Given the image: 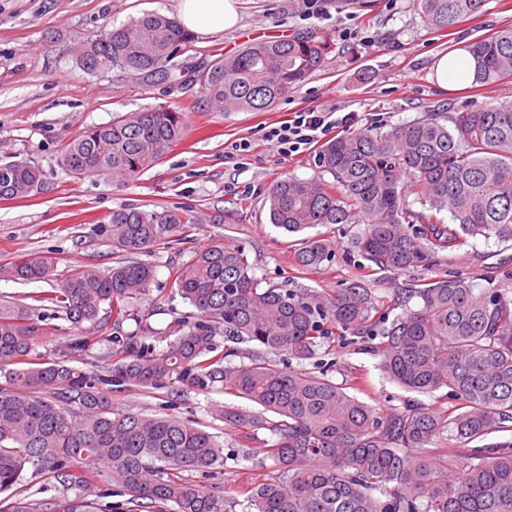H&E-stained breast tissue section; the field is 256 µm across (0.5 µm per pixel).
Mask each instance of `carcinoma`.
Masks as SVG:
<instances>
[{
    "mask_svg": "<svg viewBox=\"0 0 512 512\" xmlns=\"http://www.w3.org/2000/svg\"><path fill=\"white\" fill-rule=\"evenodd\" d=\"M485 0H416L428 24L440 30L481 11ZM193 36L177 19L145 13L84 46L76 63L89 73L116 68L139 83H172L177 54ZM316 32L245 44L198 67L207 104L218 112L262 111L288 96L319 69L330 52ZM472 82L482 86L512 75V28L473 42ZM436 113L382 132L339 136L319 150L318 164L334 178L284 179L269 189L270 220L289 234L318 224H369L355 241L361 257L398 274L468 237L512 242V103ZM185 134L174 108H146L115 116L70 140L59 165L77 177L134 179L154 167ZM43 183L25 160L0 162V199L30 195ZM421 209L409 208L408 197ZM448 212L452 224L437 217ZM407 224H402V220ZM196 216L123 206L95 228L114 253H149L165 240L186 238ZM329 236L303 238L294 265L305 272L329 260ZM48 256L1 264L0 275L40 281L52 276ZM153 266L93 265L70 271L41 297L71 327L106 330L128 317L150 294ZM481 290L454 272L412 280L394 289V304L418 299L385 323L388 300L359 278L328 296L263 287L244 252L223 242L194 253L178 271L180 296L196 310L176 320L165 350L146 335L112 336V363L102 370L71 366L60 357L34 363L38 339L49 335L38 308L0 299V512H226L224 496L180 476L224 464L212 433L176 417H153L112 407L107 386L171 389L180 398L217 383L259 410L224 404L215 419L249 439L264 429V448L277 474L245 489L251 512H512V280L488 276ZM107 316L99 317L102 310ZM367 336L387 379L408 392L454 401L449 410L410 404L382 411L345 391L322 372L280 364L282 353L300 363L315 358L336 335ZM253 345L249 365H234L217 337ZM271 412L270 419L265 413ZM448 447H442V443ZM102 462L126 505L101 508L112 496L83 469ZM53 479L62 496L18 497L25 475ZM79 492L68 495L69 490Z\"/></svg>",
    "mask_w": 512,
    "mask_h": 512,
    "instance_id": "carcinoma-1",
    "label": "carcinoma"
}]
</instances>
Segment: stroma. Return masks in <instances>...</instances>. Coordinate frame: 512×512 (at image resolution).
Here are the masks:
<instances>
[{
	"label": "stroma",
	"instance_id": "obj_1",
	"mask_svg": "<svg viewBox=\"0 0 512 512\" xmlns=\"http://www.w3.org/2000/svg\"><path fill=\"white\" fill-rule=\"evenodd\" d=\"M238 24L210 36H194L176 58L182 68L172 84L145 86L120 70L90 74L75 63V51L101 31L146 12L177 14V0H0V158L22 159L43 172L41 188L29 197L0 200V264L38 255L54 257L50 280L25 283L0 278V298L27 300L52 290L74 267L95 264L107 270L124 261L121 253L93 232L113 209L136 205L148 210L190 208L199 219L189 241L159 246L137 259L153 265L155 283L149 296L134 306L139 323L165 328L173 319L193 314L175 283V271L194 251L224 242L245 251L253 272L267 284L333 292L363 277L376 296H389L394 284L456 272L485 287V268L512 257V242L467 238L454 251L438 253L423 266L400 275L371 267L352 248L366 222L340 224L335 230L336 257L308 274L293 265L289 239L271 224L267 192L284 179L330 181L317 162L319 144L284 155L265 138L267 130L291 122L296 113L317 110L356 113L355 131L392 126L423 117L433 109L463 104L512 102V78L492 87L466 83L441 86L435 65L472 42L512 28V0H486L482 10L445 31L431 29L413 0H234ZM327 35L332 49L326 62L287 97L262 112H216L207 105L193 79L200 64L241 48L245 41L281 37L301 31ZM170 107L183 112L187 132L159 163L132 181L100 177L76 179L58 164L65 144L86 128L110 122L118 113ZM247 143L248 149L233 148ZM53 335L42 337L39 352L68 353L75 334L93 337L89 351L70 355L73 366L90 369L108 356L112 344L92 325L74 332L63 318H54ZM339 385L352 377L366 380L360 399L381 409L403 408L412 401L388 380L379 359L354 347H339L303 362L311 371L317 362ZM220 388L192 391L169 405L165 391L113 385L118 410L172 415L217 435L225 461L209 472L185 477L205 490L223 494L229 512H249L245 483L265 478L274 464L263 450L271 435L261 430L244 440L213 419L214 406L231 402Z\"/></svg>",
	"mask_w": 512,
	"mask_h": 512
}]
</instances>
